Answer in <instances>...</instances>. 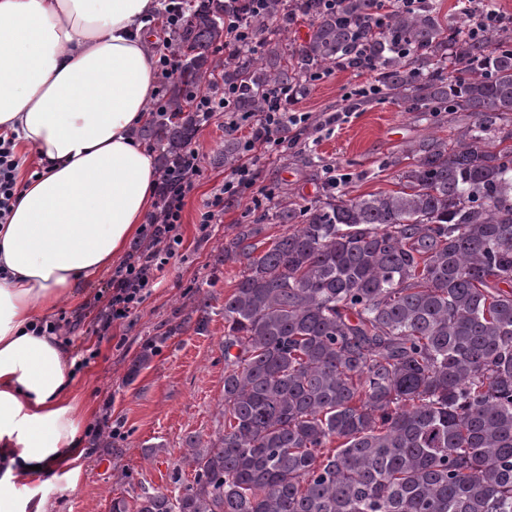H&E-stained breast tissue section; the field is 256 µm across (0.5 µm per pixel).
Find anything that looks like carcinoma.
<instances>
[{
	"mask_svg": "<svg viewBox=\"0 0 512 512\" xmlns=\"http://www.w3.org/2000/svg\"><path fill=\"white\" fill-rule=\"evenodd\" d=\"M196 0L175 39L176 73L140 131L168 182L210 117L204 87L263 111L334 69L374 73L410 112L464 117L387 165L398 189L328 187L240 224L218 264L243 266L224 295V427L186 440L172 487L134 512H512V27L457 34L441 4ZM307 40L280 46L298 16ZM263 34L223 57L225 22ZM277 29L267 32V23Z\"/></svg>",
	"mask_w": 512,
	"mask_h": 512,
	"instance_id": "cac0c4a2",
	"label": "carcinoma"
}]
</instances>
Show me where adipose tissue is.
Returning a JSON list of instances; mask_svg holds the SVG:
<instances>
[{"instance_id": "ef3b65f1", "label": "adipose tissue", "mask_w": 512, "mask_h": 512, "mask_svg": "<svg viewBox=\"0 0 512 512\" xmlns=\"http://www.w3.org/2000/svg\"><path fill=\"white\" fill-rule=\"evenodd\" d=\"M159 0H0V129L42 170L0 224V512L78 484L93 409L42 321L111 270L153 210L154 157L132 136L155 91Z\"/></svg>"}]
</instances>
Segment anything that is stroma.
<instances>
[{
	"label": "stroma",
	"mask_w": 512,
	"mask_h": 512,
	"mask_svg": "<svg viewBox=\"0 0 512 512\" xmlns=\"http://www.w3.org/2000/svg\"><path fill=\"white\" fill-rule=\"evenodd\" d=\"M368 71L335 70L312 82L291 108L309 113V123L292 127L284 146L258 160L254 181L226 198L219 223L202 227L200 216L230 167L219 151L224 142H242L248 127L231 129L232 115L216 113L200 126L192 146L199 153L200 172L182 213V243L174 257L157 271L150 295L128 319L103 328L98 291L107 276L92 279L80 298L52 316L59 335L76 359L74 386L96 411L82 431L91 453L77 486L56 480L44 493L49 512H112V500H132L142 490L165 488L173 472L183 481L191 469L177 464L188 436L213 435L222 424L224 401V296L241 271L240 265H215L214 258L237 225L254 224L293 196L300 203L315 200L324 185L350 197L394 189L397 170L387 166L416 141L445 137L456 124L453 114L434 113L431 121L405 111L401 102L383 94L349 112L344 122L316 128L314 116L326 108L345 106L348 93L375 84ZM321 156L320 166L307 162ZM205 289L211 305L207 329L175 331L174 326L196 304ZM155 348L133 382L125 377L143 344Z\"/></svg>",
	"instance_id": "stroma-1"
}]
</instances>
